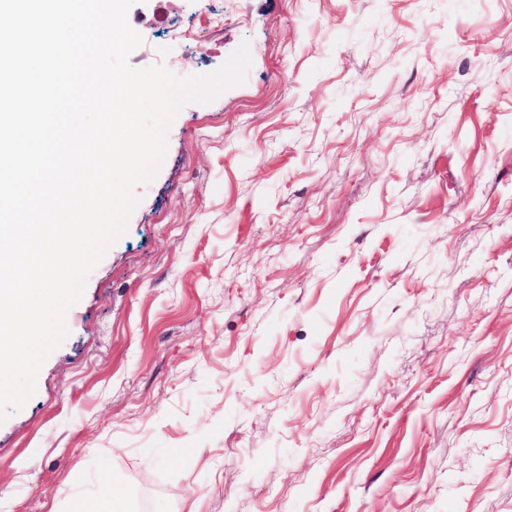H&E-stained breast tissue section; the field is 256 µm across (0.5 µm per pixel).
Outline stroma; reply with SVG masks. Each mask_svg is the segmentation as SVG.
Here are the masks:
<instances>
[{
  "mask_svg": "<svg viewBox=\"0 0 512 512\" xmlns=\"http://www.w3.org/2000/svg\"><path fill=\"white\" fill-rule=\"evenodd\" d=\"M186 105L34 395L0 512H512V0H138ZM102 493L93 501L83 502L71 511L75 512H124V503L121 498L114 496L110 487L104 481Z\"/></svg>",
  "mask_w": 512,
  "mask_h": 512,
  "instance_id": "stroma-1",
  "label": "stroma"
}]
</instances>
